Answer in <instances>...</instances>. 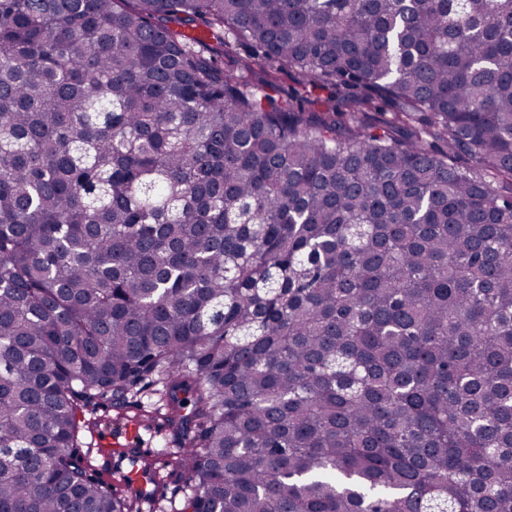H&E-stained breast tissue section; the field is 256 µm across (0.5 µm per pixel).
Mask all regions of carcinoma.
Masks as SVG:
<instances>
[{"instance_id": "carcinoma-1", "label": "carcinoma", "mask_w": 512, "mask_h": 512, "mask_svg": "<svg viewBox=\"0 0 512 512\" xmlns=\"http://www.w3.org/2000/svg\"><path fill=\"white\" fill-rule=\"evenodd\" d=\"M148 378L182 512H512V0H0V512Z\"/></svg>"}]
</instances>
